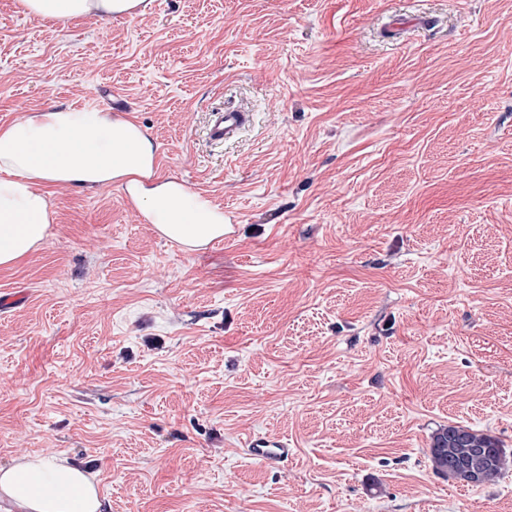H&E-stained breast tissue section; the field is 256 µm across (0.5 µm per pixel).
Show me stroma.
<instances>
[{
    "instance_id": "stroma-1",
    "label": "stroma",
    "mask_w": 512,
    "mask_h": 512,
    "mask_svg": "<svg viewBox=\"0 0 512 512\" xmlns=\"http://www.w3.org/2000/svg\"><path fill=\"white\" fill-rule=\"evenodd\" d=\"M224 209L162 238L120 185L51 186L0 267V467L52 454L104 512H512V0H150L66 27L0 0V125L88 101ZM249 103L240 139L212 109ZM287 459H250V438ZM246 113L242 109L224 108L214 111L208 127V137L212 142L223 143L235 139L244 125ZM429 459L435 473L467 485L494 482L512 463L495 437L460 425L432 435ZM248 456L261 463H277L287 459L288 448L280 441L262 436L252 437L247 443Z\"/></svg>"
}]
</instances>
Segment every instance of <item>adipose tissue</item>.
I'll return each mask as SVG.
<instances>
[{"mask_svg":"<svg viewBox=\"0 0 512 512\" xmlns=\"http://www.w3.org/2000/svg\"><path fill=\"white\" fill-rule=\"evenodd\" d=\"M150 0H15L17 12L67 26L74 19L144 13ZM147 132L108 108L53 106L0 125V266L29 256L55 222L48 185L119 184L147 223L185 250L223 239L224 209L158 173ZM0 494L19 512H102L94 478L54 456L0 468Z\"/></svg>","mask_w":512,"mask_h":512,"instance_id":"1","label":"adipose tissue"}]
</instances>
